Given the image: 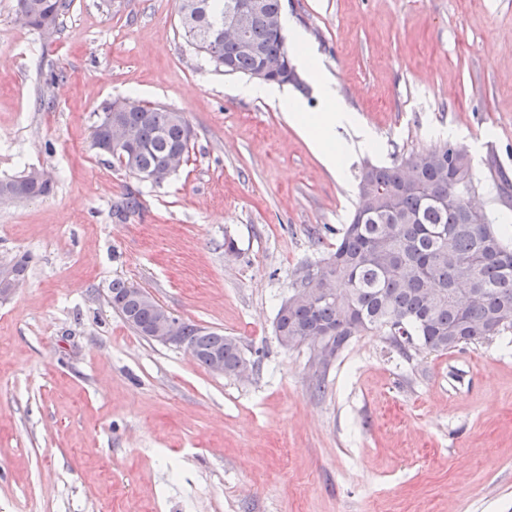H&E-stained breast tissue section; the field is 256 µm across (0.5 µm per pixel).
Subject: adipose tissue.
<instances>
[{
  "label": "adipose tissue",
  "mask_w": 512,
  "mask_h": 512,
  "mask_svg": "<svg viewBox=\"0 0 512 512\" xmlns=\"http://www.w3.org/2000/svg\"><path fill=\"white\" fill-rule=\"evenodd\" d=\"M296 63L311 73L323 102L319 111H306L300 101L288 97L276 85L241 84L236 94L260 98L277 104L288 115L289 122L310 143L326 167L334 174H341L355 147L376 148L374 132L357 113L347 110L339 101L336 91L321 71L314 50L303 37H296Z\"/></svg>",
  "instance_id": "obj_1"
}]
</instances>
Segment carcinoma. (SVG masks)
<instances>
[{
  "instance_id": "1",
  "label": "carcinoma",
  "mask_w": 512,
  "mask_h": 512,
  "mask_svg": "<svg viewBox=\"0 0 512 512\" xmlns=\"http://www.w3.org/2000/svg\"><path fill=\"white\" fill-rule=\"evenodd\" d=\"M230 0H201L194 26L182 29L186 41L208 59L226 60L230 73L252 75L266 60L290 61L280 30L257 22L249 39L251 53L237 43L210 39L224 22ZM22 24L41 28L52 17V30L62 24L69 0H18ZM135 143L112 155L124 172L156 183L169 173V157L188 147L184 113L163 106L130 105L117 113ZM417 180L406 178L407 166ZM471 159L451 142L411 153L390 165L365 162L358 174L359 201L350 222L336 229L335 247L326 256L303 264L292 288L311 287L288 304H280L274 330L286 350L308 336L342 351L363 333L376 332L405 352L408 348L446 353L512 332V247L498 229V216L480 214L470 205L476 193ZM53 183L38 181L27 171L0 180V200L38 198ZM141 193L126 189L116 214L140 212ZM134 284L112 281L110 300L124 322L146 337L156 312L136 297ZM182 336L195 359L224 356V375L237 376L247 363L237 339L197 324L180 322Z\"/></svg>"
}]
</instances>
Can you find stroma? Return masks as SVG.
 I'll return each mask as SVG.
<instances>
[{"instance_id": "1", "label": "stroma", "mask_w": 512, "mask_h": 512, "mask_svg": "<svg viewBox=\"0 0 512 512\" xmlns=\"http://www.w3.org/2000/svg\"><path fill=\"white\" fill-rule=\"evenodd\" d=\"M179 0H73L60 32L0 0V258H29L0 299V512H512V341L402 356L358 336L314 390L283 349L295 271L332 249L363 161L464 147L493 210L512 178V0H286L340 101L375 132L336 179L283 110L187 45ZM184 113L189 160L138 183L91 146L105 102ZM143 208L112 213L126 187ZM237 252L227 254L225 240ZM122 278L179 319L237 338L256 367L210 372L112 309ZM53 190V182H42L32 177V170L11 179L0 180V200L9 201L14 197L38 198ZM22 201H26V199Z\"/></svg>"}]
</instances>
